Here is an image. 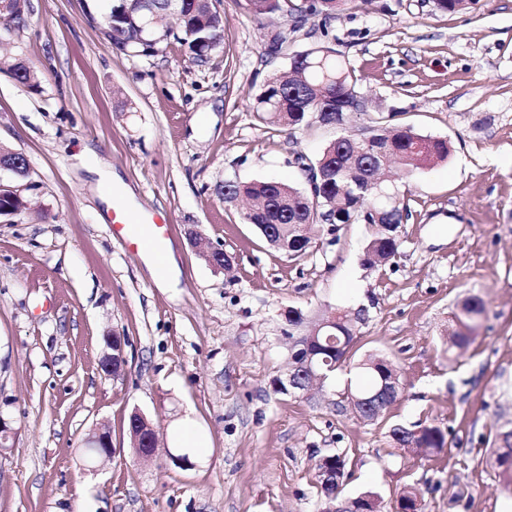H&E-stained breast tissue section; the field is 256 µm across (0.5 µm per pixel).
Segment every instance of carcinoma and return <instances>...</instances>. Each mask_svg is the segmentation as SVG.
I'll return each instance as SVG.
<instances>
[{
  "instance_id": "cac0c4a2",
  "label": "carcinoma",
  "mask_w": 512,
  "mask_h": 512,
  "mask_svg": "<svg viewBox=\"0 0 512 512\" xmlns=\"http://www.w3.org/2000/svg\"><path fill=\"white\" fill-rule=\"evenodd\" d=\"M235 4L254 16L284 13L292 18L290 31H281L275 42L267 47V54L277 55L288 45V33H298L313 17L327 21L336 13L347 9L353 0H234ZM149 17H158L160 25L149 27L136 39L112 34L109 26L101 27L104 39L111 47L128 56H150L160 47L156 39L174 40L187 49L194 62L208 63L221 48L223 41L215 39L216 27L224 26V12L212 0H180V7L173 11L168 0H145L142 5ZM289 71L274 73L267 79L263 91L256 98L255 112L264 123L297 129L312 119L314 105L324 112L318 122L340 125L345 114L352 111L359 96L355 89L353 71L341 59L336 49L323 43L297 50L289 57ZM0 68L12 74L21 83L35 79V73L24 62L15 58H0ZM342 133L331 141L314 162L300 154L302 169L308 172H325V178H316L314 192L300 190L292 182L279 180L255 181L246 184L227 181L224 186L232 189L234 197L251 201L250 213L244 217L247 224H262L268 237H284L298 242L288 252L290 257L304 255L311 238L301 237V228L312 224H331L330 232H337L339 224L363 222L373 227L367 247L388 261L398 251L397 229L408 217V209L397 196L387 192L376 196L360 188L362 181L381 178L383 171L396 166L406 175L448 158V141L416 133L410 127H399L387 146V163H382L371 150H366L359 160H354V148ZM485 312L481 298H467L454 314V325L448 334V345L462 349L475 338L480 320ZM284 335L292 338L298 327L305 323L302 311L290 308L283 314ZM330 335L331 342L320 338L313 359L326 372L332 373L344 366L349 359L354 342L352 319L344 313L336 314V325ZM386 358L370 355L356 366L355 382L350 393L373 394L381 378L374 366ZM393 443L421 453H434L446 445V434L436 426H418L414 429L396 425L390 430ZM492 464L498 470L502 484L512 491V435L509 429L497 431L493 441Z\"/></svg>"
}]
</instances>
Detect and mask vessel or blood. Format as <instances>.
I'll use <instances>...</instances> for the list:
<instances>
[{"label":"vessel or blood","mask_w":512,"mask_h":512,"mask_svg":"<svg viewBox=\"0 0 512 512\" xmlns=\"http://www.w3.org/2000/svg\"><path fill=\"white\" fill-rule=\"evenodd\" d=\"M112 236L129 252L140 255L163 253L172 235V226L164 212L150 209L133 217L120 194L112 196Z\"/></svg>","instance_id":"vessel-or-blood-1"}]
</instances>
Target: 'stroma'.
Segmentation results:
<instances>
[{
	"label": "stroma",
	"instance_id": "1",
	"mask_svg": "<svg viewBox=\"0 0 512 512\" xmlns=\"http://www.w3.org/2000/svg\"><path fill=\"white\" fill-rule=\"evenodd\" d=\"M89 2L29 0L23 28L0 26V47L37 71L32 87L0 70V145L28 163L27 177L0 181L29 201L0 217V417L16 433L0 452V512H321L316 464L332 454L347 460L343 497L375 493L383 512L409 487L422 512H501L512 494L490 454L496 430L512 427V0L458 13L433 0H355L295 34L299 49L329 31L354 68L367 111L347 128L382 112L448 141L446 161L396 179L409 217L396 256L375 266L364 262L370 225L334 236L317 225L292 258L224 197L229 180L305 187L294 157L315 160L339 133L255 117L264 82L289 66L265 48L290 18L221 0L223 46L199 66L173 40L147 57L113 50L86 17ZM87 148L131 190L132 213L167 212L173 287L113 239L79 165ZM214 246L231 271L203 259ZM468 296L486 314L458 355L448 329ZM291 307L311 323L365 309L354 359L384 354L402 382L380 418L352 409L344 368L308 391L275 392ZM113 333L127 359L117 378L100 369ZM136 410L157 431L147 461L128 434ZM187 412L208 445L180 468L168 453ZM418 423L445 432L442 451L395 447L390 428ZM96 427L115 452L95 467L83 440Z\"/></svg>",
	"mask_w": 512,
	"mask_h": 512
}]
</instances>
